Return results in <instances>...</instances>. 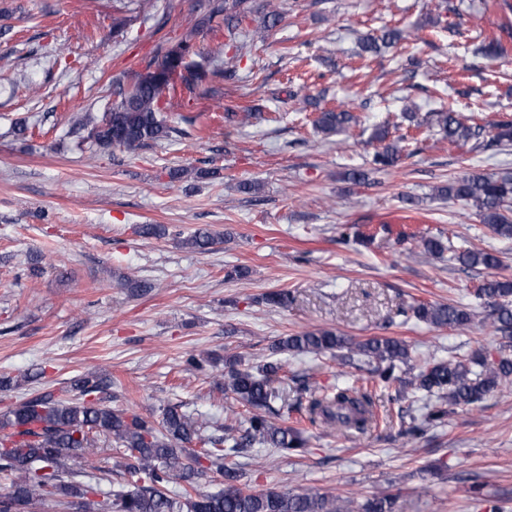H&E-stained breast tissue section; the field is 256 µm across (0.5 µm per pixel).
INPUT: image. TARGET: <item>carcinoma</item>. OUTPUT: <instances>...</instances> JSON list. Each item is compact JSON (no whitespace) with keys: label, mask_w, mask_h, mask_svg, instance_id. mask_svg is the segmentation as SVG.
Wrapping results in <instances>:
<instances>
[{"label":"carcinoma","mask_w":512,"mask_h":512,"mask_svg":"<svg viewBox=\"0 0 512 512\" xmlns=\"http://www.w3.org/2000/svg\"><path fill=\"white\" fill-rule=\"evenodd\" d=\"M251 13L247 0H208V18L224 17V29L234 36ZM284 14L272 8L264 16L263 28L254 36L264 37L269 29L282 23ZM407 40L400 29L361 40L365 54L393 47ZM197 54L192 39L186 37L171 46L156 61L147 63L144 72L130 85L112 81L115 100L102 119L91 125L89 139L103 150H139L170 136L171 128L162 119L163 95L181 89L196 93L207 76L224 79V68L206 70L193 60ZM353 121L350 112L327 109L318 113L316 128L329 135L346 129ZM413 127H436L448 138V144L466 145L478 140L486 128L494 131L499 142L512 141V119L487 125L477 123L474 115L463 116L453 110L430 112L412 119ZM373 138L382 144L373 155L378 168L398 165L403 157L406 136L390 138L389 128L379 126ZM435 195L462 201L474 207L492 232L512 239V176L495 177L470 174L438 186ZM218 235L206 228L197 230L187 245L207 250ZM424 253L440 257L452 250L440 236L422 239ZM468 267L496 268L499 257L487 251L464 250L453 255ZM475 297L491 308L502 343L498 356L479 348L463 357L426 361L416 367L407 344L390 336H372L354 341L331 330L305 331L279 340V354H315L346 352L367 366L368 375L356 374L324 390L303 378L295 401L284 397L280 382L283 364L265 362L245 366L230 358L224 363V382L215 385L222 395L250 409L240 427L202 422L176 406L162 407L161 419L154 421L139 414L114 409L93 395L106 387V379L88 373L74 381L72 389L79 397L66 399L46 389L0 414V471L12 477L10 490L0 495V512H352L350 502L320 493H294L266 489L252 491L237 485L236 469L226 459L257 445L285 452L306 447L305 430L277 424L272 416L280 411L297 412L311 427L327 428L343 435L363 436L379 428L374 409L373 389L378 384L398 382L436 400L424 421L400 415V434L410 440L421 436L425 428L448 416V408L481 402L503 381L512 380V278L497 277L483 281ZM406 313L437 327L462 329L472 321L471 312L457 304L417 302ZM123 449L134 459L121 465L126 489L102 495L92 480L98 476L93 457L101 446ZM212 472L224 479V489L202 493L194 479ZM90 479L84 485L77 477ZM173 482L185 483L170 494ZM395 497L386 494L366 499L359 512H394Z\"/></svg>","instance_id":"carcinoma-1"}]
</instances>
